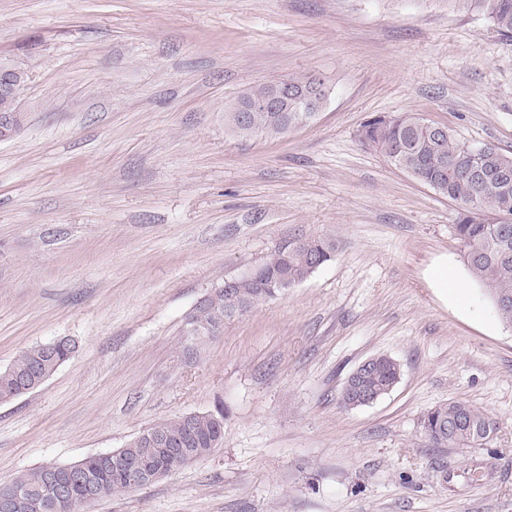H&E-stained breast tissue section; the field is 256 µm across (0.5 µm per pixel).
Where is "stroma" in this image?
Masks as SVG:
<instances>
[{"label":"stroma","mask_w":512,"mask_h":512,"mask_svg":"<svg viewBox=\"0 0 512 512\" xmlns=\"http://www.w3.org/2000/svg\"><path fill=\"white\" fill-rule=\"evenodd\" d=\"M0 63L25 77L24 127L0 141V369L77 345L0 403V483L220 406L221 448L86 512H512V326L455 205L357 137L419 112L512 153V39L447 0H0ZM303 74L331 88L311 123L225 126L247 88ZM303 235L334 260L186 352L210 287ZM378 355L397 385L342 408ZM453 400L493 441L434 446L421 417ZM74 347L71 343L50 342L22 351L5 369L0 370V402H9L36 389L67 362ZM6 395L11 399L4 400Z\"/></svg>","instance_id":"obj_1"}]
</instances>
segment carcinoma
I'll return each mask as SVG.
<instances>
[{
  "label": "carcinoma",
  "instance_id": "cac0c4a2",
  "mask_svg": "<svg viewBox=\"0 0 512 512\" xmlns=\"http://www.w3.org/2000/svg\"><path fill=\"white\" fill-rule=\"evenodd\" d=\"M449 5L483 13L504 37L512 38V0H448ZM288 86L294 97L288 104L262 111L245 112L242 106L253 99L276 95L279 86ZM326 102L330 88L315 75L290 76L256 84L243 92L224 110V123L241 138H278L296 126H304L317 113L306 106L311 94ZM438 123L419 112L377 115L358 130L361 143L382 154L396 168L457 206L454 232L462 244L464 264L476 282L485 287L499 318L512 325V182L503 183L497 174L512 172V154L490 144L470 145L453 134L436 130ZM335 246L324 238L302 236L279 245L253 275L230 278L231 289L246 309L276 298L286 286L307 279L334 258ZM231 318L218 297L196 306L188 325L224 331ZM74 348L60 341L38 344L22 351L0 370V402L36 389L67 362ZM372 367H356L350 381L360 383L370 397L381 396L400 378V365L392 358L372 357ZM194 439L185 447L192 460L212 452L214 441L224 427V411L203 412L192 417ZM421 427L438 447H480L496 434V421L488 413L463 401H451L429 409ZM186 430L183 416L162 420L119 449L128 459H147L158 469L172 466L171 459L148 440L150 436H181ZM69 497L77 506H87L107 496L128 490L123 471L112 466V458L88 456L68 465ZM50 466L44 465L17 475L11 484L28 499L25 512H68L67 501L59 497L49 481Z\"/></svg>",
  "mask_w": 512,
  "mask_h": 512
}]
</instances>
